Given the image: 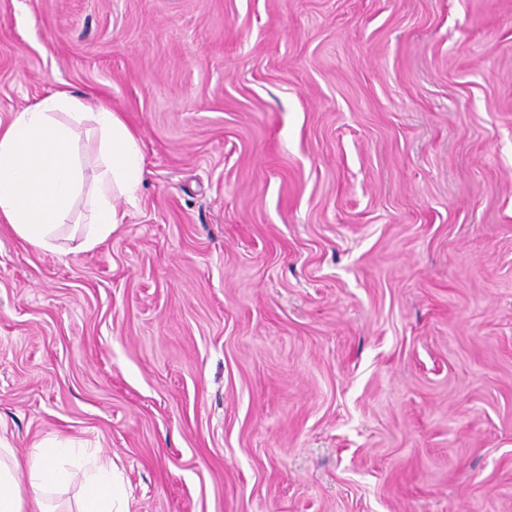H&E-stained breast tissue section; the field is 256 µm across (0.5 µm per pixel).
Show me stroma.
I'll return each instance as SVG.
<instances>
[{"label": "stroma", "mask_w": 512, "mask_h": 512, "mask_svg": "<svg viewBox=\"0 0 512 512\" xmlns=\"http://www.w3.org/2000/svg\"><path fill=\"white\" fill-rule=\"evenodd\" d=\"M60 87L144 181L0 231V445L129 512H512V0H0V121Z\"/></svg>", "instance_id": "obj_1"}]
</instances>
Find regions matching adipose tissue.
Segmentation results:
<instances>
[{"label": "adipose tissue", "mask_w": 512, "mask_h": 512, "mask_svg": "<svg viewBox=\"0 0 512 512\" xmlns=\"http://www.w3.org/2000/svg\"><path fill=\"white\" fill-rule=\"evenodd\" d=\"M90 124L98 138V173L84 188L76 130ZM144 176L140 142L121 113L56 89L0 124V223L32 246L53 252L77 199H84L89 251L109 238L126 213L117 198L135 200ZM80 479L75 512H119L111 462L76 456L56 443H40L27 458L0 448V512H48L47 493Z\"/></svg>", "instance_id": "adipose-tissue-1"}]
</instances>
